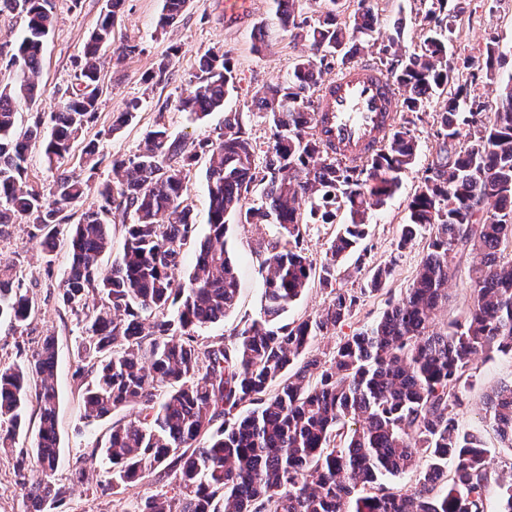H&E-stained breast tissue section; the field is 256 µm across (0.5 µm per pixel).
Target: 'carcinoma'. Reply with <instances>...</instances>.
Wrapping results in <instances>:
<instances>
[{"mask_svg":"<svg viewBox=\"0 0 512 512\" xmlns=\"http://www.w3.org/2000/svg\"><path fill=\"white\" fill-rule=\"evenodd\" d=\"M124 0H107L84 50L78 86L52 117L50 135L37 118L16 128L17 101L38 92L41 52L53 27L51 0H0V10L23 15L25 27L10 59L20 78L0 89V224L34 217L42 245L56 247L59 213L81 200L87 181L67 167L73 142L97 119L103 48ZM311 24L295 23L299 0H273L275 15L308 43L285 80L256 92L254 107L273 130L257 162V145L240 119L224 115L217 140L188 141L164 126L146 133V149L112 160V182L98 190V204L69 233L70 265L60 300L84 336L76 377L85 385L83 419L100 422L133 405L126 422H114L92 454L108 464L92 482L81 461L71 479L115 494L158 472L166 490L142 496L126 512H486L496 485L497 512H512V481L493 477L491 449L482 432H462L473 361L480 355L512 356V75L492 117L475 93L479 74L497 76L503 53L489 42L481 60L448 61L445 34L464 11L462 0H419L422 38L410 50L392 36L376 46L380 66L401 90L384 142L357 163L332 155L315 134V101L323 90L328 58L355 65L356 38L375 31L374 16L358 0L342 19L343 0H322ZM188 0H163L158 26L184 13ZM475 69L455 80L458 68ZM229 54L209 50L176 107L199 119L224 109L235 88ZM443 99L435 158L424 167L409 203L398 248L431 229L427 252L405 295L379 319L336 346L330 359L314 352L318 338L345 321L360 297L336 287V268L359 249L371 211L398 190L402 173L417 164L411 126ZM140 101L124 103L111 132L126 126ZM467 136L469 145L460 144ZM39 143L52 174V203L26 185L28 147ZM208 157V234L196 237L188 203V174ZM259 188L262 205H246ZM132 212L123 251L102 277L98 259L109 247L114 211ZM340 225L326 257L315 265L301 245L312 224ZM276 224L279 238L264 251L263 316L229 339L199 345L194 329L224 319L239 294L226 248L227 219ZM195 246L196 262L177 280L183 250ZM467 265L472 288L461 321L437 326L448 302L456 264ZM329 290L328 305L313 317L278 318L312 282ZM101 304L89 307L87 295ZM35 312L11 264H0V320L18 329ZM56 342L0 364V451L15 447L29 412L39 416L35 453L45 480L27 489L35 512H56L69 488L50 480L60 463ZM484 427L500 447L512 448V380L486 397ZM415 476L412 488L386 482Z\"/></svg>","mask_w":512,"mask_h":512,"instance_id":"cac0c4a2","label":"carcinoma"}]
</instances>
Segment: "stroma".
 I'll return each instance as SVG.
<instances>
[{"instance_id": "obj_1", "label": "stroma", "mask_w": 512, "mask_h": 512, "mask_svg": "<svg viewBox=\"0 0 512 512\" xmlns=\"http://www.w3.org/2000/svg\"><path fill=\"white\" fill-rule=\"evenodd\" d=\"M54 27L44 44L41 74L44 92L34 101H19L20 125L41 119L50 124L64 99L76 87V75L83 61L84 46L106 7V0H52ZM379 16L375 38L384 40L397 34L401 44L413 48L422 37L417 19L419 0H369ZM162 0H124L112 29V44L136 46L134 54L113 59L101 73V97L94 123L75 142L69 166L88 181L84 200L68 207L69 223H77L82 212L96 204L97 189L112 179L114 158H128L144 151L145 133L153 126L165 125L175 136L187 140L216 138L224 130L225 111L240 113L258 149H266L273 132L262 113L256 112L252 97L256 91L283 81L303 55L305 47L295 40L294 28L282 27L274 15L272 0H190L188 8L172 26L156 27ZM267 26L266 44L255 47L253 32ZM496 40L504 53L500 75L512 74V0H466L465 11L453 23L448 38V57L457 61L478 58L488 40ZM210 49L229 52L237 74L236 87L227 96L224 112H213L200 120L176 107L178 97L190 87L201 54ZM169 56L167 76L161 82H146L162 56ZM139 98L142 108L135 118L118 132H111L114 113L130 98ZM440 110L432 102L413 127L418 145L417 166L401 176L398 192L374 211L368 236L359 257H348L343 265L350 273L339 276L338 287L361 292L359 305L336 331L318 340L324 353L335 351L339 342L357 329L377 320L389 302L400 299L412 281L428 243V232H421L413 244L398 249L397 244L407 222L408 203L419 183L422 167L427 166L436 149L434 122ZM96 147L95 169L85 168L82 150ZM32 219L20 216L13 223L0 224V260L14 264L38 310L24 327L14 329L0 324V361L17 358L18 349L32 351L45 337L57 341L56 388L59 396L58 432L62 462L52 475L55 483L69 485L70 495L64 512H126L131 500L152 494L161 484L156 474L146 475L121 494H95L81 484H70V462L82 461L89 475L102 478L104 468L93 457L95 440L109 427L108 421L85 425L82 420L81 390L73 377L78 361L75 356L82 328L75 316L59 301V293L69 269L67 245L58 242L45 252L33 235ZM279 236L274 224L229 223L227 248L236 264L240 294L235 308L223 321L198 328L201 344L229 336L258 317L264 291L265 272L261 258L269 243ZM389 267L391 273L383 290L368 291L371 269ZM512 379V357L496 354L479 359L472 369V382L465 392V407L458 413L461 429L473 431L481 426L486 394L495 386ZM37 428L29 426L19 439L18 449L0 452V512H29L26 487L41 479L36 465H29L24 477H17L15 462L19 450H33Z\"/></svg>"}]
</instances>
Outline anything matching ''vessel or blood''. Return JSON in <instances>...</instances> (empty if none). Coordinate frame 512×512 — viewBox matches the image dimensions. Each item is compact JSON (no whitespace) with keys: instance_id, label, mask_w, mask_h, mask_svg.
<instances>
[{"instance_id":"obj_1","label":"vessel or blood","mask_w":512,"mask_h":512,"mask_svg":"<svg viewBox=\"0 0 512 512\" xmlns=\"http://www.w3.org/2000/svg\"><path fill=\"white\" fill-rule=\"evenodd\" d=\"M397 88L380 67L360 62L327 79L316 104V131L337 158L367 156L389 129Z\"/></svg>"}]
</instances>
